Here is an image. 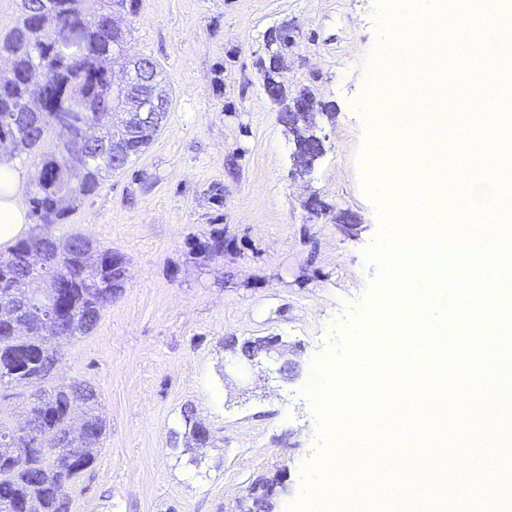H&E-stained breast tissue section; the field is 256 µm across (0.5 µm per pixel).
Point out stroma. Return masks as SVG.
Here are the masks:
<instances>
[{
  "label": "stroma",
  "instance_id": "35a3bbf8",
  "mask_svg": "<svg viewBox=\"0 0 512 512\" xmlns=\"http://www.w3.org/2000/svg\"><path fill=\"white\" fill-rule=\"evenodd\" d=\"M377 0H140L131 54L170 88L145 152L104 180L53 236L80 234L124 270L96 328L65 349L57 379L91 382L106 434L71 512H239L257 479L285 473L274 512H298L303 471L325 441L314 359L339 352L377 273L380 221L361 181V109L378 44ZM294 45L283 79L329 113L311 171L254 62L269 29ZM224 252L199 245L211 235ZM280 337L263 372L239 379L246 343ZM212 432L201 466L171 446L184 408Z\"/></svg>",
  "mask_w": 512,
  "mask_h": 512
}]
</instances>
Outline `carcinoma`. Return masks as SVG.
I'll use <instances>...</instances> for the list:
<instances>
[{"mask_svg": "<svg viewBox=\"0 0 512 512\" xmlns=\"http://www.w3.org/2000/svg\"><path fill=\"white\" fill-rule=\"evenodd\" d=\"M49 2L47 8L42 0H22L19 22L0 42V53L12 60L10 73L0 75V142L8 141L4 155L11 158L42 154L31 204L36 223L43 225L63 223L77 202L118 171L112 153L128 162L158 131L135 126L126 111L140 86L111 98L98 91L131 36L128 27L112 28L109 16L117 10L135 13L137 0H100L92 14L83 11L81 0ZM51 32L78 44V52L60 50ZM267 40L279 52L257 65L264 87L276 91L286 112L309 94L290 97L277 81L293 43L288 25L271 30ZM142 61L144 81L169 102L158 66L149 57ZM80 92L90 110L77 115L71 108ZM52 129L68 145L83 143L84 152L45 151ZM121 276L112 250L81 235L60 239L42 232L0 254V400L25 399L30 422L56 439L52 446H37L35 438L16 431L11 412L0 405V512H71V490L96 460L105 422L92 383L57 385L54 374L66 345L97 326ZM78 402L84 411L75 430ZM271 487H251L245 512H271Z\"/></svg>", "mask_w": 512, "mask_h": 512, "instance_id": "1", "label": "carcinoma"}]
</instances>
